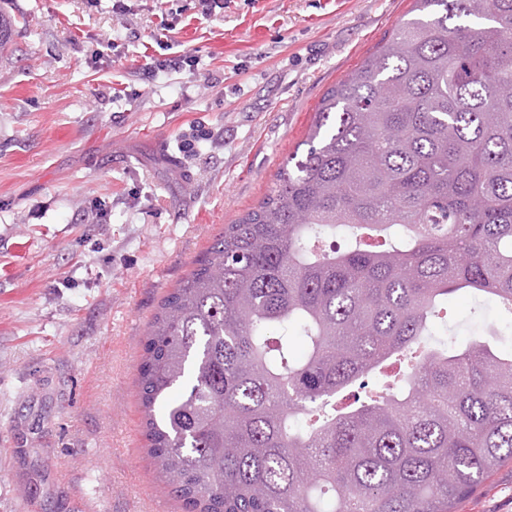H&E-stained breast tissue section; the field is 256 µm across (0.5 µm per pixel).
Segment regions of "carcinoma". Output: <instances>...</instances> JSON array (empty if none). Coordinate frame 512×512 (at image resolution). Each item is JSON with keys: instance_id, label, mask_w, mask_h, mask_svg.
<instances>
[{"instance_id": "1", "label": "carcinoma", "mask_w": 512, "mask_h": 512, "mask_svg": "<svg viewBox=\"0 0 512 512\" xmlns=\"http://www.w3.org/2000/svg\"><path fill=\"white\" fill-rule=\"evenodd\" d=\"M412 2L149 325V457L196 512H455L512 460V0ZM459 292L498 319L464 347Z\"/></svg>"}]
</instances>
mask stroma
I'll use <instances>...</instances> for the list:
<instances>
[{"label": "stroma", "instance_id": "35a3bbf8", "mask_svg": "<svg viewBox=\"0 0 512 512\" xmlns=\"http://www.w3.org/2000/svg\"><path fill=\"white\" fill-rule=\"evenodd\" d=\"M0 8V512H189L146 454L148 324L412 0ZM493 317L448 299L458 341ZM457 512H512V461Z\"/></svg>", "mask_w": 512, "mask_h": 512}]
</instances>
